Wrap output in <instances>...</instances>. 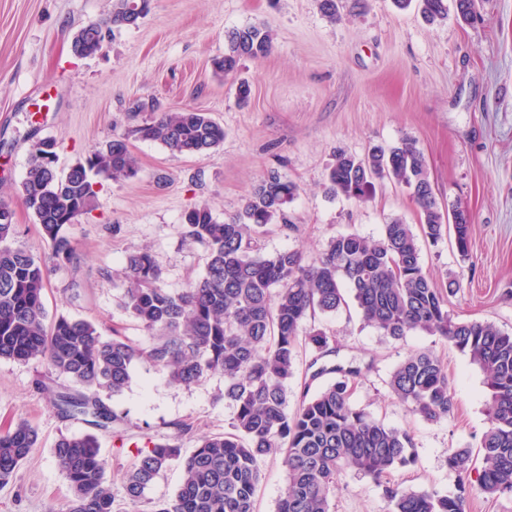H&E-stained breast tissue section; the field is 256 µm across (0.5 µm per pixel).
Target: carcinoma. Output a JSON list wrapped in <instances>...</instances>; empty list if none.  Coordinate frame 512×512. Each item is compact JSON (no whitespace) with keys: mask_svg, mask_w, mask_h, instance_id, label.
I'll return each mask as SVG.
<instances>
[{"mask_svg":"<svg viewBox=\"0 0 512 512\" xmlns=\"http://www.w3.org/2000/svg\"><path fill=\"white\" fill-rule=\"evenodd\" d=\"M417 2L428 22L448 18V0H395L400 8ZM151 0H115L112 14L90 22L72 36L81 57L101 51L97 36L134 26ZM272 34L253 24L228 32L224 55L214 61L224 76L242 60L259 61L272 47ZM139 137L161 143L174 156L205 155L224 142V127L195 108L164 112L137 129ZM47 140L32 145L21 195L40 224L55 266L74 261L77 248L67 228L94 208L95 177L133 178L138 164L126 139L114 136L63 175L56 158L44 157ZM404 185L420 211L423 237L438 242L454 225L461 259H469V221L463 210H444L436 201L425 160L403 139L362 156L339 151L327 174V191L366 201L376 184ZM295 183L271 171L253 188L241 212L220 221L206 206L185 213V235L207 250L201 278L178 293L161 286L162 271L153 255L138 251L126 258L128 284L119 306L153 333L144 351L122 336L105 338L95 324L76 318L48 320L44 293L48 266L31 251L15 247L16 224L0 203V359H42L76 389L53 399L64 418L105 427L119 417L103 398L121 393L131 368L146 361L168 381L189 387L210 372L224 375V400L235 407L230 430L201 439L186 456L181 448L157 443L137 457L126 474L125 499L137 505L158 475L177 461L183 480L170 498L150 512H255L263 480L261 460L281 455L287 481L277 512H331L339 477L350 469L379 483L391 472L416 462L413 435L372 417L352 401L360 369L317 363L332 353L320 330L300 336L307 316L333 314L350 292L363 320L380 335L401 339L414 332L438 336L463 353L484 375L489 394L488 426L478 453L448 450V467L458 475L456 492L384 485L391 512H464L467 480L477 473V488L488 496L512 491V334L488 321L456 320L448 296L460 288L448 278L439 284L423 269L421 246L411 225L395 217L380 237L356 233L331 238L323 252L306 259L297 250L260 252V237L275 224L288 231V206ZM316 353L312 376L341 377L310 399L289 409L288 383L294 378L299 343ZM391 394L428 421L448 417L454 407L448 372L430 350L406 356L392 371ZM38 445L26 421L0 432V484L6 483ZM54 455L73 490L69 512H117L107 461L92 434L61 437Z\"/></svg>","mask_w":512,"mask_h":512,"instance_id":"1","label":"carcinoma"}]
</instances>
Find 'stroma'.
<instances>
[{
	"instance_id": "1",
	"label": "stroma",
	"mask_w": 512,
	"mask_h": 512,
	"mask_svg": "<svg viewBox=\"0 0 512 512\" xmlns=\"http://www.w3.org/2000/svg\"><path fill=\"white\" fill-rule=\"evenodd\" d=\"M112 6L0 0V200L14 214V246L50 257L20 194L35 141L56 143L63 172L119 134L139 165L136 177L102 179L94 209L70 226L77 257L49 275V317L84 319L102 335L149 347L148 331L119 305L127 256L151 252L162 287L182 291L203 275L207 257L204 246L184 237L185 213L204 204L217 219L232 217L272 170L295 182L298 194L288 206L292 231L264 235L265 254L291 249L310 259L339 233L376 238L393 217L418 225L417 204L396 182H384L364 203L325 188L336 151L361 156L408 138L425 157L438 204L471 217L469 260L447 235L422 241L424 269L439 282L450 274L460 280L448 298L454 319L512 332V0H475L467 24L452 17L430 24L392 0H359L335 23L319 0H152L150 12L114 30L101 53L75 55L73 33L108 17ZM250 24L271 31V53L243 61L235 75H216L213 61L223 56L227 33ZM243 81L250 87L244 104L237 98ZM189 107L223 126L220 148L174 157L136 135L161 113ZM305 326L323 330L335 347L324 364L361 366L357 407L412 432L417 462L393 473L392 482L455 491L448 451L478 448L488 425L480 370L437 337L380 336L353 307L316 314ZM420 350L448 367L455 405L438 422L407 410L387 385L397 364ZM71 386L44 361L0 359V429L24 420L39 434L38 448L0 487V512H68L73 492L53 448L61 436L88 432L108 461L119 512H126L124 476L138 451L168 442L191 452L200 437L229 428L235 414L221 373L185 387L138 362L128 387L107 401L119 422L93 432L53 406L55 393ZM388 510L381 487L368 478L354 471L339 478L333 512Z\"/></svg>"
}]
</instances>
